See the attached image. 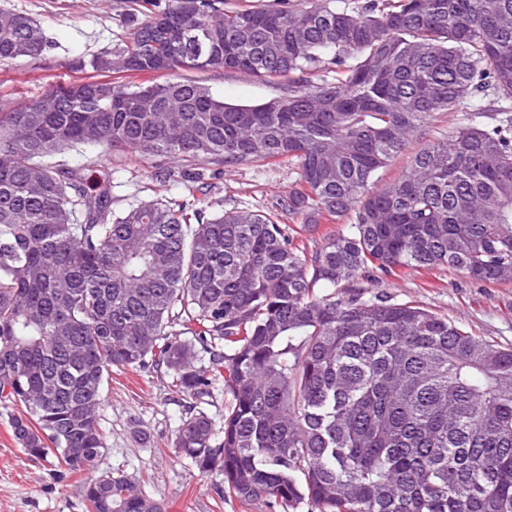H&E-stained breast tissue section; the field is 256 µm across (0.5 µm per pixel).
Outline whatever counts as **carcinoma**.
<instances>
[{
	"mask_svg": "<svg viewBox=\"0 0 512 512\" xmlns=\"http://www.w3.org/2000/svg\"><path fill=\"white\" fill-rule=\"evenodd\" d=\"M14 17L0 62L41 58L42 27ZM78 68L91 76L0 112V402L22 408L11 429L25 454L93 466L112 368L150 364L194 400L228 396L222 437L191 411L174 448L241 502L512 512V347L366 287L445 266L512 279V0H172ZM214 68L284 79L288 94L229 106L178 78ZM147 92L181 108L175 121L134 107ZM46 97L55 111H40ZM467 101V122L374 188L433 114ZM100 144L286 158L300 180L281 211L349 230L308 254L253 210L209 217L168 198L114 211L110 168L58 160ZM82 493L91 512H163L125 475Z\"/></svg>",
	"mask_w": 512,
	"mask_h": 512,
	"instance_id": "carcinoma-1",
	"label": "carcinoma"
}]
</instances>
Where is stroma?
Returning a JSON list of instances; mask_svg holds the SVG:
<instances>
[{"label":"stroma","mask_w":512,"mask_h":512,"mask_svg":"<svg viewBox=\"0 0 512 512\" xmlns=\"http://www.w3.org/2000/svg\"><path fill=\"white\" fill-rule=\"evenodd\" d=\"M169 0H0V11L21 12L42 27L50 45L39 59L0 63V106L28 102L60 82L82 79L77 64L91 54L123 43L133 19L164 9ZM229 105L255 106L282 96L283 85L221 68L193 71ZM460 112H438L420 138L380 172L379 184L393 180L425 142L447 135L462 123ZM62 160L87 170L112 169V208L170 197L190 198L206 185L209 214L250 209L279 213V204L299 182L297 165L285 160L254 159L225 164L211 159L106 152L104 147L64 151ZM377 291L395 301L411 302L465 325L477 335L512 346V281L488 284L454 269L405 271L381 281ZM192 404L173 387L165 370L113 369L104 386L100 428L105 448L88 470L59 475L54 465L27 456L9 426L14 409L0 404V512H88L82 485L102 473L136 479L164 512H288L262 501L243 503L225 496L221 476L200 475L173 448L175 434Z\"/></svg>","instance_id":"1"}]
</instances>
